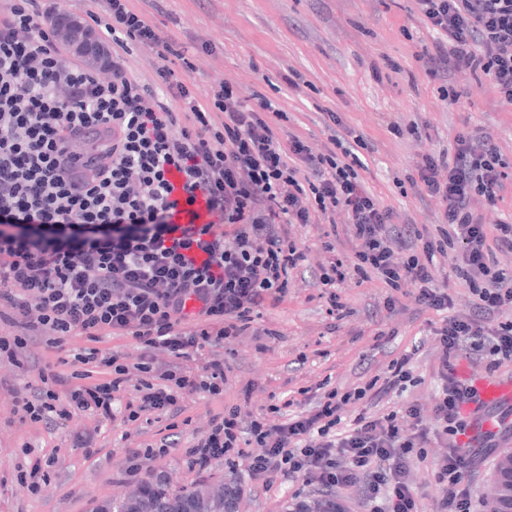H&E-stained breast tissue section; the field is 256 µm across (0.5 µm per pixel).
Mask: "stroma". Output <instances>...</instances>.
Masks as SVG:
<instances>
[{"instance_id":"35a3bbf8","label":"stroma","mask_w":512,"mask_h":512,"mask_svg":"<svg viewBox=\"0 0 512 512\" xmlns=\"http://www.w3.org/2000/svg\"><path fill=\"white\" fill-rule=\"evenodd\" d=\"M155 22L174 34L195 58L189 77L205 88L217 76L241 81L275 100L288 115L286 130L326 142L325 111L338 113L345 126L363 137L369 169L367 187L386 206L416 224H436L443 209L426 195H401L397 181L412 170L420 144L406 129L419 124L435 150L448 148L455 132L469 126L488 133L504 154L512 156V108L494 101L487 86L465 82L469 96L447 105L438 96L439 80L430 78L414 54L432 42L431 35L409 20L411 0H164ZM300 71L310 86L290 90V71ZM392 117L404 134L392 133L383 117ZM379 285L348 288L344 296L354 310L353 328L360 338L325 330L322 301L307 293L294 295L267 314L272 327L284 335L272 351L256 352L250 337L234 343L227 360L240 379L260 384L251 407L268 403L270 395L307 387L324 379L338 384L363 372V359L373 354L383 362L412 349L425 339L424 320H389L379 312ZM397 328L386 350L371 351L370 335ZM8 392L0 393V512H92L105 500H121L136 482L126 469L127 448L154 439L160 424L138 426L97 423L88 417L73 419L68 427L47 431L20 422L11 415ZM97 429L94 453L69 447V434ZM49 458L47 481L31 494L17 480L34 458ZM174 491L208 489L224 480L223 464L205 475L192 472L181 449L146 461Z\"/></svg>"}]
</instances>
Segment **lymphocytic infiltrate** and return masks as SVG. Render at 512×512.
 I'll use <instances>...</instances> for the list:
<instances>
[{
	"label": "lymphocytic infiltrate",
	"instance_id": "lymphocytic-infiltrate-1",
	"mask_svg": "<svg viewBox=\"0 0 512 512\" xmlns=\"http://www.w3.org/2000/svg\"><path fill=\"white\" fill-rule=\"evenodd\" d=\"M93 2L112 40L96 70L61 54V0H0V323L11 328L0 362L40 381L10 388L13 415L52 430L78 415L165 422L160 440L128 448L133 464L179 447L184 400L203 393L223 408L184 458L199 474L223 462L224 512L282 484L284 512H501L473 472L512 422L463 447L476 391L456 367L464 357L480 372L512 369V218L497 208L512 161L465 127L448 150L423 149L408 181L442 204L443 221L407 222L365 187L364 140L337 113L319 145L285 131L266 95L225 78L196 92L183 43L133 0ZM413 2L433 38L415 55L428 74H473L511 106L512 0ZM199 196L210 221L175 229L172 211ZM306 267L329 331L351 314L341 289L373 281L388 316L435 314L429 377L412 349L257 410L250 380L243 402L224 404L225 349L242 336L259 352L282 341L260 320ZM106 337L132 340L137 362L103 348ZM75 338L85 347L63 358ZM427 379L425 404L416 389Z\"/></svg>",
	"mask_w": 512,
	"mask_h": 512
}]
</instances>
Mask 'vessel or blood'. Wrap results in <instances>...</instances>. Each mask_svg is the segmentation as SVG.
<instances>
[{
  "label": "vessel or blood",
  "instance_id": "vessel-or-blood-1",
  "mask_svg": "<svg viewBox=\"0 0 512 512\" xmlns=\"http://www.w3.org/2000/svg\"><path fill=\"white\" fill-rule=\"evenodd\" d=\"M474 386L478 401L464 409L469 427L461 437L463 444L473 448L492 430L498 413L512 407V377H485L476 380Z\"/></svg>",
  "mask_w": 512,
  "mask_h": 512
}]
</instances>
